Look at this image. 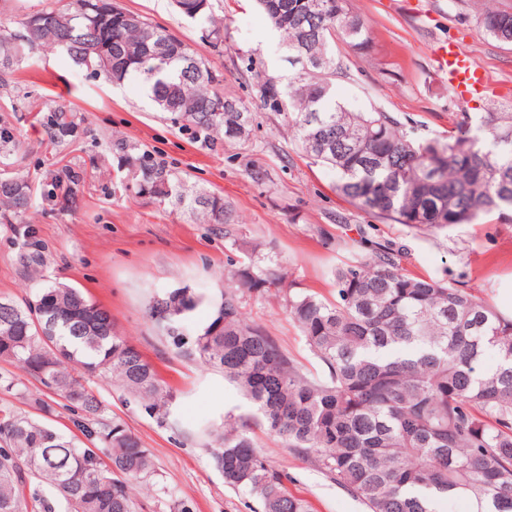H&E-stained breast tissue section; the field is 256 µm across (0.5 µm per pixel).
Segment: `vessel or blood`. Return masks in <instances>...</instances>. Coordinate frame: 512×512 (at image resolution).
Returning a JSON list of instances; mask_svg holds the SVG:
<instances>
[{"label": "vessel or blood", "instance_id": "1", "mask_svg": "<svg viewBox=\"0 0 512 512\" xmlns=\"http://www.w3.org/2000/svg\"><path fill=\"white\" fill-rule=\"evenodd\" d=\"M433 58L438 76L457 100L480 98L488 89L489 81L483 69L454 39L437 41Z\"/></svg>", "mask_w": 512, "mask_h": 512}]
</instances>
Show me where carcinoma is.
Instances as JSON below:
<instances>
[{"mask_svg":"<svg viewBox=\"0 0 512 512\" xmlns=\"http://www.w3.org/2000/svg\"><path fill=\"white\" fill-rule=\"evenodd\" d=\"M87 0L46 4L14 31L0 24V72L38 47H57L94 74L140 80L158 109L208 138L251 140L255 116L224 93V79L191 46L143 15L101 0L106 19L83 10ZM194 19L210 43L224 44V23L210 0ZM283 33L288 58L304 63L282 87L258 82L263 106L284 115L299 148L336 170L337 191L361 211L436 232L512 211V112L464 113L448 135L423 139L388 112H354L332 97L336 38L358 51L375 45L350 0H256ZM482 30L512 44V13L490 6ZM109 47L108 59L98 53ZM73 125L53 112L50 139ZM138 192L161 205L198 210L209 224L234 223L219 193H201L150 155L129 161ZM28 178L0 173V223L31 207ZM211 322L189 331L202 297L160 294L166 334L180 357L224 374L256 408L227 415L209 432L207 451L224 484L245 489L259 512H310L288 489L251 433L279 438L357 498L365 512H443L449 498L474 496L480 512H512V316L465 288L404 271L380 249L336 267L332 299L288 294V313L318 360L304 369L260 325L242 313V294L279 287L282 277L253 258L230 270ZM492 352L496 365L483 367ZM0 360L66 401L80 447L48 423L0 407V512H139L128 481H150L152 454L122 425L105 421L104 402L85 376L104 373L149 416L164 422L175 400L155 367L119 336L109 311L80 288L43 284L32 299L0 300ZM168 512L193 504L157 488Z\"/></svg>","mask_w":512,"mask_h":512,"instance_id":"carcinoma-1","label":"carcinoma"}]
</instances>
